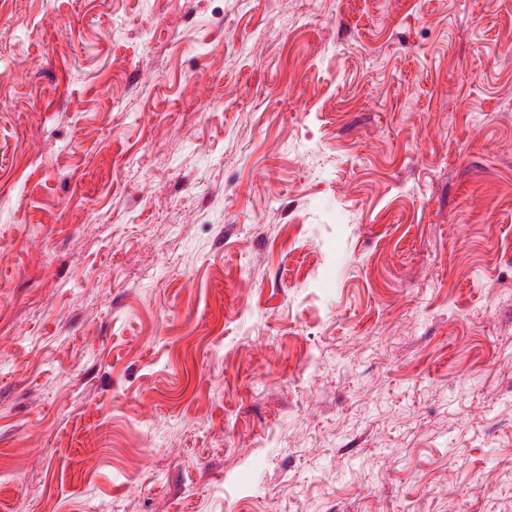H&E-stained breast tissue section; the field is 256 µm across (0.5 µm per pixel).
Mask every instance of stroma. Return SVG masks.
Instances as JSON below:
<instances>
[{
    "label": "stroma",
    "mask_w": 512,
    "mask_h": 512,
    "mask_svg": "<svg viewBox=\"0 0 512 512\" xmlns=\"http://www.w3.org/2000/svg\"><path fill=\"white\" fill-rule=\"evenodd\" d=\"M0 512H512V0H0Z\"/></svg>",
    "instance_id": "obj_1"
}]
</instances>
